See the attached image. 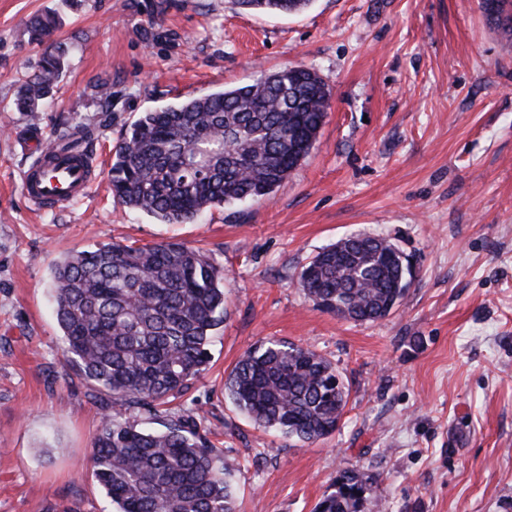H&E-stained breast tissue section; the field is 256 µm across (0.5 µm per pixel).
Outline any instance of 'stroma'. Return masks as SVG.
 I'll return each instance as SVG.
<instances>
[{"mask_svg": "<svg viewBox=\"0 0 512 512\" xmlns=\"http://www.w3.org/2000/svg\"><path fill=\"white\" fill-rule=\"evenodd\" d=\"M49 11L69 66L52 103L19 112L40 54L25 26ZM286 65L314 69L332 98L271 199L189 224L114 203L112 148L141 112ZM79 129L93 189L35 205L21 192L29 140ZM360 232L415 264L376 322L322 310L296 284ZM114 241L200 247L224 269V323L181 403L236 465L239 512H313L346 467L372 479L364 512H512V42L482 0H312L294 15L232 0H0V512H113L90 465L104 410L64 362L50 287L69 253ZM270 338L316 351L348 383L339 431L303 444L225 394Z\"/></svg>", "mask_w": 512, "mask_h": 512, "instance_id": "obj_1", "label": "stroma"}]
</instances>
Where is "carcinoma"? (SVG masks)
Wrapping results in <instances>:
<instances>
[{"mask_svg":"<svg viewBox=\"0 0 512 512\" xmlns=\"http://www.w3.org/2000/svg\"><path fill=\"white\" fill-rule=\"evenodd\" d=\"M311 0H234L253 13L290 15ZM495 29L512 38L503 0H482ZM55 15L33 16L28 43L41 48L14 100L20 112L50 102L68 67L53 39ZM331 90L313 70L284 66L253 82L161 105L141 114L113 147L109 185L120 205L166 224L206 209L269 199L310 153L330 108ZM49 141V153H82L86 137ZM400 253L384 237L331 244L297 284L318 307L355 321L389 316L405 296ZM56 319L66 362L90 384L104 415L90 458L92 475L115 512H238L236 469L201 430L195 414L163 410L210 362L213 331L224 323V272L181 243L112 242L68 255L53 272ZM225 391L255 423L300 442L338 429L349 387L316 352L270 340L245 354ZM144 411L164 423L129 420ZM371 482L344 469L314 512H363Z\"/></svg>","mask_w":512,"mask_h":512,"instance_id":"1","label":"carcinoma"}]
</instances>
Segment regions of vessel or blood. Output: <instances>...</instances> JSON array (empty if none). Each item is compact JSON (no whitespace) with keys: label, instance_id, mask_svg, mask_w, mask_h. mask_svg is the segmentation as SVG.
<instances>
[{"label":"vessel or blood","instance_id":"1","mask_svg":"<svg viewBox=\"0 0 512 512\" xmlns=\"http://www.w3.org/2000/svg\"><path fill=\"white\" fill-rule=\"evenodd\" d=\"M51 175L27 172L21 183L23 194L32 203L58 207L83 197L92 184L89 161L60 156Z\"/></svg>","mask_w":512,"mask_h":512}]
</instances>
